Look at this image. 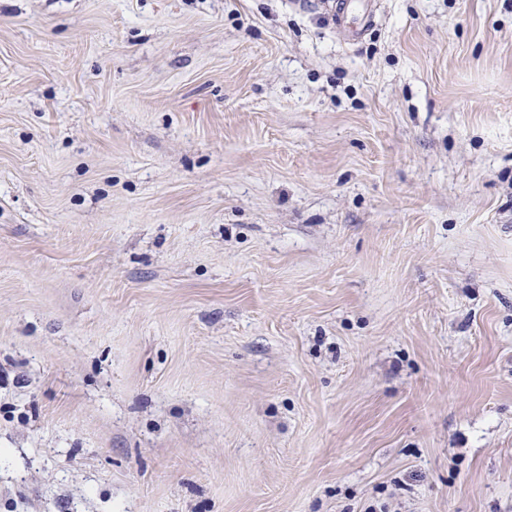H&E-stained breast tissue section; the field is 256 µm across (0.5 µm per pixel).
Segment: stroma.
<instances>
[{
    "instance_id": "obj_1",
    "label": "stroma",
    "mask_w": 512,
    "mask_h": 512,
    "mask_svg": "<svg viewBox=\"0 0 512 512\" xmlns=\"http://www.w3.org/2000/svg\"><path fill=\"white\" fill-rule=\"evenodd\" d=\"M0 0V512H512V0ZM333 3L336 25L343 28V32L349 40L360 38L373 18L372 0H336ZM354 13H361L363 18V25L359 29L344 25L347 18Z\"/></svg>"
}]
</instances>
